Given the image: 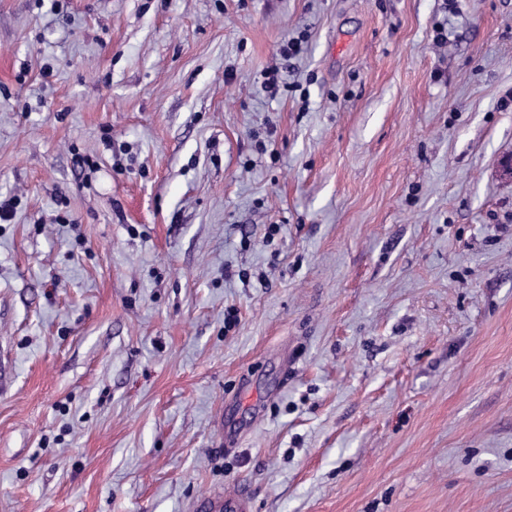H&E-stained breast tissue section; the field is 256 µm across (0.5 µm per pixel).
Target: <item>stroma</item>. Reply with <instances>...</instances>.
<instances>
[{
  "label": "stroma",
  "instance_id": "1",
  "mask_svg": "<svg viewBox=\"0 0 512 512\" xmlns=\"http://www.w3.org/2000/svg\"><path fill=\"white\" fill-rule=\"evenodd\" d=\"M510 153L512 0H0V512H512ZM251 497L244 490L215 494L197 501V512H250Z\"/></svg>",
  "mask_w": 512,
  "mask_h": 512
}]
</instances>
